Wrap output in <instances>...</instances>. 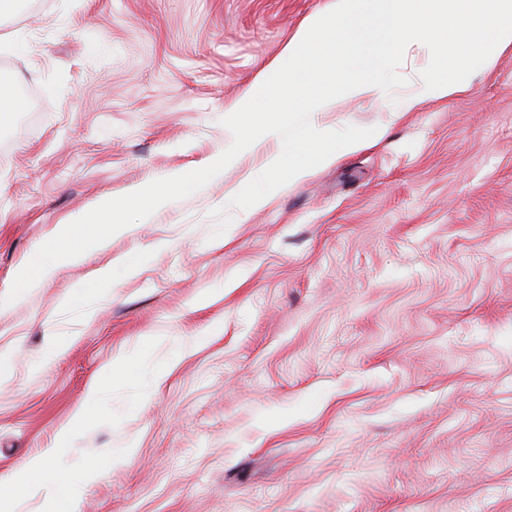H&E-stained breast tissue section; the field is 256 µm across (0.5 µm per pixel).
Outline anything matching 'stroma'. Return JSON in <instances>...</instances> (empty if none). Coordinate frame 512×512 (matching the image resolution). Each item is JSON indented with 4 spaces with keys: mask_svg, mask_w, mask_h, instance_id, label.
<instances>
[{
    "mask_svg": "<svg viewBox=\"0 0 512 512\" xmlns=\"http://www.w3.org/2000/svg\"><path fill=\"white\" fill-rule=\"evenodd\" d=\"M327 3L0 14L38 99L0 112V298L59 225L218 158L225 105ZM492 57L465 94L320 113L385 134L271 203L231 201L278 137L0 305V478L104 464L60 512H512V47Z\"/></svg>",
    "mask_w": 512,
    "mask_h": 512,
    "instance_id": "stroma-1",
    "label": "stroma"
}]
</instances>
